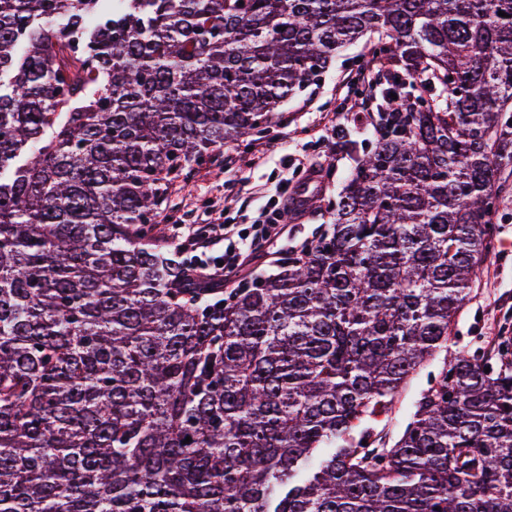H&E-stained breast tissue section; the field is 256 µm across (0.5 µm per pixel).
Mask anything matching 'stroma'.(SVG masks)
Wrapping results in <instances>:
<instances>
[{
	"instance_id": "35a3bbf8",
	"label": "stroma",
	"mask_w": 512,
	"mask_h": 512,
	"mask_svg": "<svg viewBox=\"0 0 512 512\" xmlns=\"http://www.w3.org/2000/svg\"><path fill=\"white\" fill-rule=\"evenodd\" d=\"M373 47V40L368 38L346 47L321 83L284 101L269 135L270 140L282 146V153L260 162L255 169H242L238 163L250 157L252 147L229 143L217 151L212 164L195 172L188 183L176 184L158 218L162 243L178 247L189 232L206 228L221 212L229 222L254 231L256 222L264 218L269 188L285 176L292 187H300L306 178L303 166L311 162L322 170L323 188L306 218L288 222L287 245L260 250L236 279L244 283L277 273L287 257L288 246L299 248L310 241L320 225L330 222L336 209L337 194L354 160L345 149L337 148L335 140L324 139V124L327 116L336 114L344 98L360 101L353 61L369 58ZM490 221L497 228V251L479 268L475 284L456 318L448 342V355L452 358L498 336L501 327L512 330V194L497 200ZM435 371L431 364L414 374L399 394L392 413L372 421L376 434L389 443L398 439Z\"/></svg>"
}]
</instances>
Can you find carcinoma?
Listing matches in <instances>:
<instances>
[{
  "label": "carcinoma",
  "mask_w": 512,
  "mask_h": 512,
  "mask_svg": "<svg viewBox=\"0 0 512 512\" xmlns=\"http://www.w3.org/2000/svg\"><path fill=\"white\" fill-rule=\"evenodd\" d=\"M368 33L333 224L196 274L172 186ZM509 112L512 0H0V512H512L511 338L443 360L394 445L363 428L448 350Z\"/></svg>",
  "instance_id": "cac0c4a2"
}]
</instances>
